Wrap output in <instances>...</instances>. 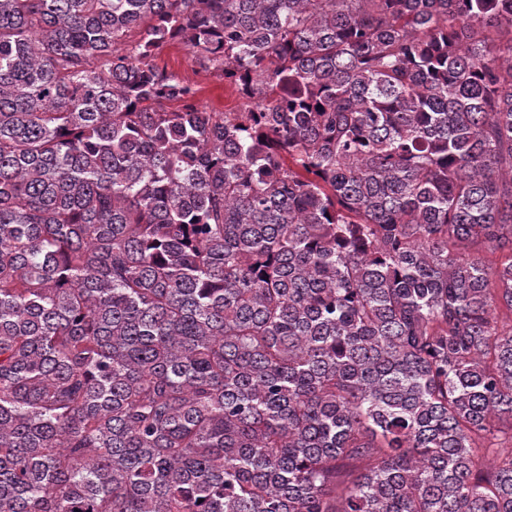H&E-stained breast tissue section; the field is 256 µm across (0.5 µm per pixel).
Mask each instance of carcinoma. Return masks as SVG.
Here are the masks:
<instances>
[{
    "mask_svg": "<svg viewBox=\"0 0 512 512\" xmlns=\"http://www.w3.org/2000/svg\"><path fill=\"white\" fill-rule=\"evenodd\" d=\"M506 165L512 0H0V512H512ZM160 67L173 71L191 81L198 89L197 104L206 112H224L238 109L244 101L224 77L204 71L196 62L193 54L179 44L165 46L157 55Z\"/></svg>",
    "mask_w": 512,
    "mask_h": 512,
    "instance_id": "carcinoma-1",
    "label": "carcinoma"
}]
</instances>
